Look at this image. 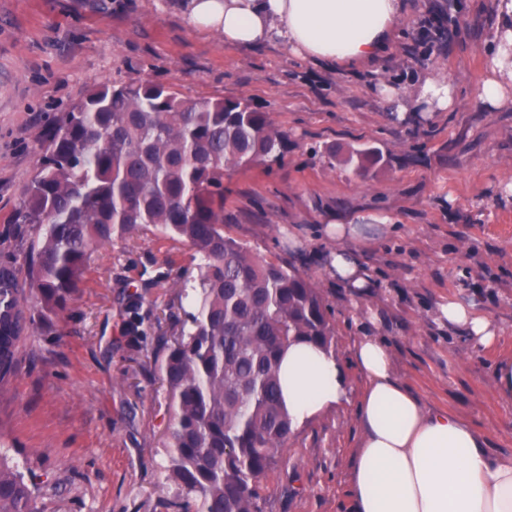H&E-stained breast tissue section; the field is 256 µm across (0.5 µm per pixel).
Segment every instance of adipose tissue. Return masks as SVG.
I'll list each match as a JSON object with an SVG mask.
<instances>
[{
  "label": "adipose tissue",
  "mask_w": 512,
  "mask_h": 512,
  "mask_svg": "<svg viewBox=\"0 0 512 512\" xmlns=\"http://www.w3.org/2000/svg\"><path fill=\"white\" fill-rule=\"evenodd\" d=\"M399 0H190L191 23L223 36L229 47L282 39L302 59L359 62L392 37ZM504 20L488 51L491 76L479 99L512 105V0H499ZM333 277L364 294L370 274L350 251L330 253ZM439 319L462 328L475 345L492 343L491 319L462 303L444 301ZM354 362L366 382L358 408L363 436L351 470L353 512H512V457H491L472 425L445 412L425 411L401 384L381 337L355 345ZM348 395L334 354L295 343L281 360V399L293 425H303Z\"/></svg>",
  "instance_id": "ef3b65f1"
}]
</instances>
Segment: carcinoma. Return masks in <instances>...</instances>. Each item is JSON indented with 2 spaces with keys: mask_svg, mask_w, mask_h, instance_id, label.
Instances as JSON below:
<instances>
[{
  "mask_svg": "<svg viewBox=\"0 0 512 512\" xmlns=\"http://www.w3.org/2000/svg\"><path fill=\"white\" fill-rule=\"evenodd\" d=\"M288 134L245 99L194 102L161 83H100L63 113L42 145L36 175L7 216L33 233L23 259L33 308L53 325L99 247L153 226L202 259L173 339L154 369L170 397L166 480L196 512H263L259 481L293 426L280 399L281 354L308 342L335 351L336 324L319 288L280 259L224 234V173L266 169ZM383 156L350 150L367 179ZM129 333L146 334L137 313ZM19 292L0 275V381L17 366ZM37 487L0 456V512H39Z\"/></svg>",
  "mask_w": 512,
  "mask_h": 512,
  "instance_id": "obj_1",
  "label": "carcinoma"
}]
</instances>
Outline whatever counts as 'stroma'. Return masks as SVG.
<instances>
[{"instance_id": "obj_1", "label": "stroma", "mask_w": 512, "mask_h": 512, "mask_svg": "<svg viewBox=\"0 0 512 512\" xmlns=\"http://www.w3.org/2000/svg\"><path fill=\"white\" fill-rule=\"evenodd\" d=\"M396 35L376 59L328 65L279 42L228 47L188 18L187 0H0V271L28 291L27 227L6 223L37 172L40 135L100 82L152 79L193 101L244 98L288 133L281 165L231 170L224 231L261 256L288 261L321 288L336 322L346 401L294 428L260 480L263 512H349L348 477L365 382L352 351L383 337L395 374L425 410L467 419L494 456H512V402L493 366L512 357V107L478 101L501 24L495 0H399ZM438 17L445 36L421 44ZM446 79L445 111L418 103L427 77ZM382 150L374 177L344 159ZM362 216L347 244L371 275L354 299L327 256L330 217ZM200 260L147 227L99 248L61 322L44 327L24 304L18 366L0 382V453L38 487L43 512H180L165 482L169 417L151 374L156 339L177 333ZM152 331L132 343L131 294ZM498 329L477 347L437 317L444 300Z\"/></svg>"}]
</instances>
